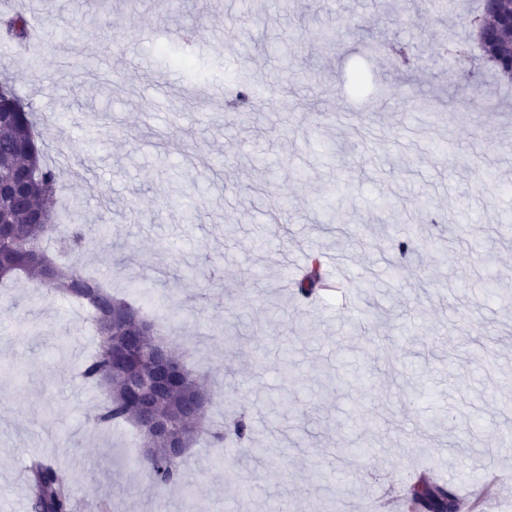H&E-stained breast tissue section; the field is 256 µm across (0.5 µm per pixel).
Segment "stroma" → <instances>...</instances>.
<instances>
[{"label": "stroma", "mask_w": 512, "mask_h": 512, "mask_svg": "<svg viewBox=\"0 0 512 512\" xmlns=\"http://www.w3.org/2000/svg\"><path fill=\"white\" fill-rule=\"evenodd\" d=\"M0 0L41 27L25 52L0 41V85L31 105L46 160L59 171V222L108 227L72 254L113 288L133 287L177 331L159 334L201 377L222 423L256 427L238 458L206 441L186 451L180 484L148 483L133 427L95 426L101 391L78 372L97 336L68 298L30 282L0 288V512H32L15 479L50 460L78 512H369V476L416 477L473 490L466 512H512V85L498 82L457 15L431 0ZM235 23L237 37L224 38ZM335 31L334 46L315 33ZM410 48L400 62L393 46ZM364 72L355 89V72ZM284 89L246 118L225 110L237 86ZM504 108L480 112L486 92ZM434 99L425 123L414 102ZM331 198L343 229L311 209ZM288 203L273 220L269 204ZM394 201L397 211L385 210ZM417 243L406 256L386 242ZM133 257L121 263L124 243ZM447 256L434 262L432 244ZM335 257L338 289L303 299L284 288V255ZM222 274L209 289L187 268ZM378 302L359 328L349 307ZM291 348L306 395L283 384ZM290 396V412L278 402ZM357 432L369 453L336 455ZM265 449L263 459L251 451ZM322 477L310 481L312 472Z\"/></svg>", "instance_id": "obj_1"}]
</instances>
